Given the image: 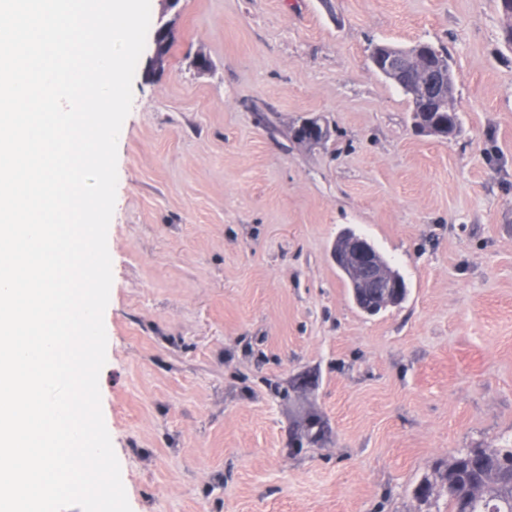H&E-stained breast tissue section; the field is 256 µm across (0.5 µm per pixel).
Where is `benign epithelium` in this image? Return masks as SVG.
<instances>
[{"label": "benign epithelium", "instance_id": "7a95c632", "mask_svg": "<svg viewBox=\"0 0 512 512\" xmlns=\"http://www.w3.org/2000/svg\"><path fill=\"white\" fill-rule=\"evenodd\" d=\"M163 8L158 18V27L153 36V54L150 64L161 67L169 59L170 52L164 47L161 38L173 40V30L176 19H165L168 10L173 8L176 0H159ZM390 73L402 78L408 73L414 74V79L409 82L410 92L414 101L434 102L441 104L448 98V57H443L440 62H433L424 53L423 45L415 43L404 50L400 56H393L387 62ZM414 128L426 135L446 138L448 126L441 122H425L420 118L413 121ZM296 129H303L309 137L307 141L320 143L328 138L326 125L321 123V118L308 117L302 119ZM344 250L335 253L334 261L342 269L351 288L362 293L367 298H379L388 294L389 290L396 287L394 281L396 275L389 264L374 249L372 243L364 236L349 232L343 235Z\"/></svg>", "mask_w": 512, "mask_h": 512}]
</instances>
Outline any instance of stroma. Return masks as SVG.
<instances>
[{
  "label": "stroma",
  "instance_id": "stroma-1",
  "mask_svg": "<svg viewBox=\"0 0 512 512\" xmlns=\"http://www.w3.org/2000/svg\"><path fill=\"white\" fill-rule=\"evenodd\" d=\"M138 62L108 229L101 408L132 512H416L512 441V46L495 0H179ZM449 53L458 135L418 133L370 42ZM210 61L193 65L197 54ZM317 116L330 135L301 145ZM366 236L401 306L354 304ZM314 409L332 433L290 447ZM177 0H159L163 8L158 18V27L153 36V54L150 58V64L156 67H162L165 62L169 59L171 49L167 51L164 47V42H161V38L166 37V41H172L173 43V30L176 23V18L164 20L169 9L173 8V4ZM345 242L343 252H334V261L336 265L342 269L348 282L351 285V296L359 308L355 299V289L357 293H362L367 298H381L382 295L388 294L391 288H398L394 281L396 275L391 270L389 264L374 249L372 243L364 236L354 232L342 235ZM400 290H392L385 297V305L371 308L372 311L365 310L366 307L361 306L362 311L375 315L389 307L399 306L406 298L407 287L399 288ZM392 304V305H391Z\"/></svg>",
  "mask_w": 512,
  "mask_h": 512
}]
</instances>
